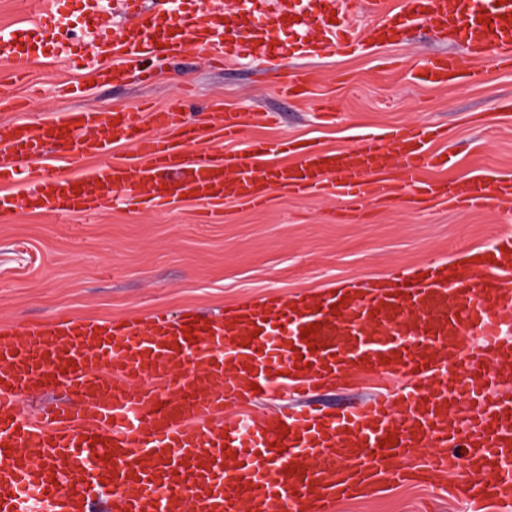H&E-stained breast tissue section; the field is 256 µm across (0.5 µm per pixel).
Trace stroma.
Listing matches in <instances>:
<instances>
[{
	"label": "stroma",
	"mask_w": 512,
	"mask_h": 512,
	"mask_svg": "<svg viewBox=\"0 0 512 512\" xmlns=\"http://www.w3.org/2000/svg\"><path fill=\"white\" fill-rule=\"evenodd\" d=\"M338 25L355 31L363 46L350 54L303 51L296 31L276 29L289 75L308 82L302 98H284L266 85L269 61L253 53L211 69L185 55L153 62L154 84L133 72L109 84L91 83L78 67L58 59L51 45L15 60L0 57V84L19 107H0V120L45 121L59 109L90 106L143 112L161 109L183 89L191 109L211 102L251 113L243 142L270 139L312 142L326 150L352 146L358 126L398 128L412 123L444 126L446 140L433 144L452 160L428 170L433 180L474 173L512 174V73L490 65L486 45L472 62L485 73L477 86H423L411 75L430 59L459 52L451 37L424 29L398 44L369 39L375 20L353 0H336ZM68 81L83 92L61 97ZM336 197L274 193L261 210L238 203L222 218L205 222L191 201L163 211L137 205L106 209L91 218L57 219L17 209L0 223V325L50 320L61 308L87 320L144 318L153 308H194L208 316L271 295L290 298L370 279L384 280L394 266L414 269L428 260L454 263L512 232L508 206L475 211L453 203H418L405 197L371 205L364 221L346 216ZM457 512L453 499L434 498L425 477L383 484L364 498L341 502L337 512Z\"/></svg>",
	"instance_id": "obj_1"
}]
</instances>
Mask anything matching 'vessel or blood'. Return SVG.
Here are the masks:
<instances>
[{"label": "vessel or blood", "instance_id": "obj_1", "mask_svg": "<svg viewBox=\"0 0 512 512\" xmlns=\"http://www.w3.org/2000/svg\"><path fill=\"white\" fill-rule=\"evenodd\" d=\"M128 23L106 33L95 0L86 9L94 39L86 65L92 80L119 70H153L145 57L202 54L224 63L240 43L225 33L223 13L198 20L173 0H122ZM379 15L383 42H401L413 26L451 35L478 50L494 44L496 67L512 70V0H406L401 22ZM292 25L308 36L311 19L276 14L255 29L250 49L270 52L274 29ZM51 43L69 56L61 30L36 22L0 36V56L23 57ZM111 66H104V56ZM483 73L461 55L437 58L415 74L421 84H476ZM175 97L159 112L89 108L53 112L42 123L0 121V221L28 206L58 217L93 216L137 198L159 209L180 197L217 210L232 201L261 209L274 192L324 193L366 203L390 195L453 200L482 210L512 202V175L429 180L447 166L433 151L440 127L360 129L352 147L294 148L295 163L269 167L261 157L288 142L240 140L241 112L188 119ZM133 146L137 165L111 162L112 149ZM99 167L72 174L85 158ZM315 334L302 336L307 325ZM397 378L377 393L325 411L308 404L317 389L364 379ZM62 393L64 402L21 418L16 398L32 389ZM291 407L257 416L251 402L271 392ZM236 411L225 414V406ZM467 407V420L457 410ZM391 444H384V437ZM431 447L424 465L436 486L458 492L471 512H512V234L480 251L477 261L429 262L416 272L391 271L385 285L364 283L298 298H265L210 318L153 311L146 320L102 323L60 313L22 330L0 328V512H336L367 482L402 480L406 459Z\"/></svg>", "mask_w": 512, "mask_h": 512}]
</instances>
